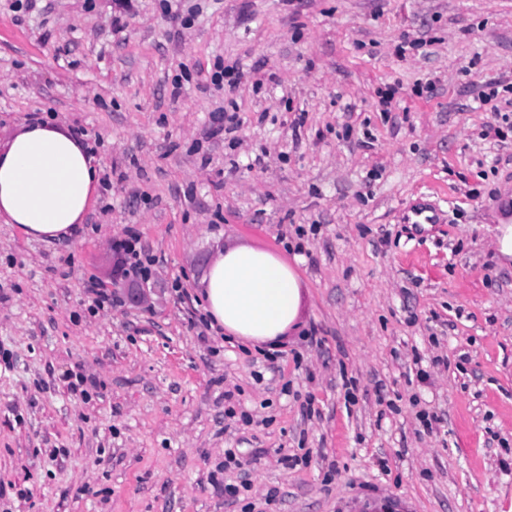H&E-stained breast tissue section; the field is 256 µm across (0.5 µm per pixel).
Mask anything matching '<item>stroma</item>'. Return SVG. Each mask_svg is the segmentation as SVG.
Masks as SVG:
<instances>
[{
  "label": "stroma",
  "instance_id": "stroma-1",
  "mask_svg": "<svg viewBox=\"0 0 512 512\" xmlns=\"http://www.w3.org/2000/svg\"><path fill=\"white\" fill-rule=\"evenodd\" d=\"M129 2L0 0V142L39 116L109 178L78 239L0 221V512H512V91L478 99L512 83V0ZM240 245L300 278L273 361L194 323ZM112 251L123 260L120 272L124 277H131L142 284L149 282L155 258L146 250L137 232L127 230L123 237L114 239Z\"/></svg>",
  "mask_w": 512,
  "mask_h": 512
}]
</instances>
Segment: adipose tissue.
I'll return each mask as SVG.
<instances>
[{
	"mask_svg": "<svg viewBox=\"0 0 512 512\" xmlns=\"http://www.w3.org/2000/svg\"><path fill=\"white\" fill-rule=\"evenodd\" d=\"M100 173L80 139L50 122L22 123L0 147V218L28 237L73 236L96 205ZM206 310L234 336L266 343L298 316L300 284L275 254L220 252L203 278Z\"/></svg>",
	"mask_w": 512,
	"mask_h": 512,
	"instance_id": "adipose-tissue-1",
	"label": "adipose tissue"
}]
</instances>
